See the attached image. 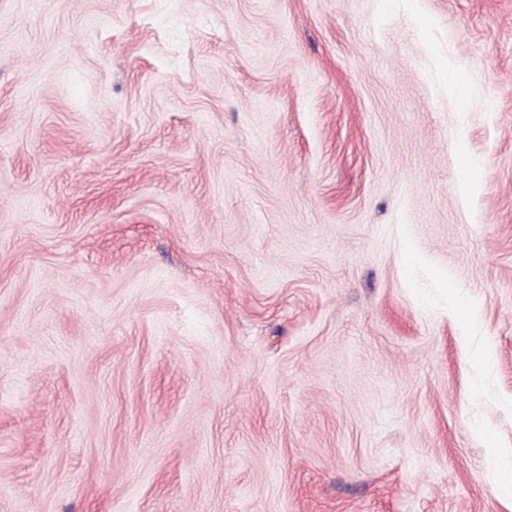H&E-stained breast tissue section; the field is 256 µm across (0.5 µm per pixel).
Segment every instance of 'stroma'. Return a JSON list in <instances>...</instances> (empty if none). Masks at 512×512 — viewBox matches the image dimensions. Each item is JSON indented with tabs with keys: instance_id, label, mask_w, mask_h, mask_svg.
Returning <instances> with one entry per match:
<instances>
[{
	"instance_id": "35a3bbf8",
	"label": "stroma",
	"mask_w": 512,
	"mask_h": 512,
	"mask_svg": "<svg viewBox=\"0 0 512 512\" xmlns=\"http://www.w3.org/2000/svg\"><path fill=\"white\" fill-rule=\"evenodd\" d=\"M0 512H512V0H0Z\"/></svg>"
}]
</instances>
